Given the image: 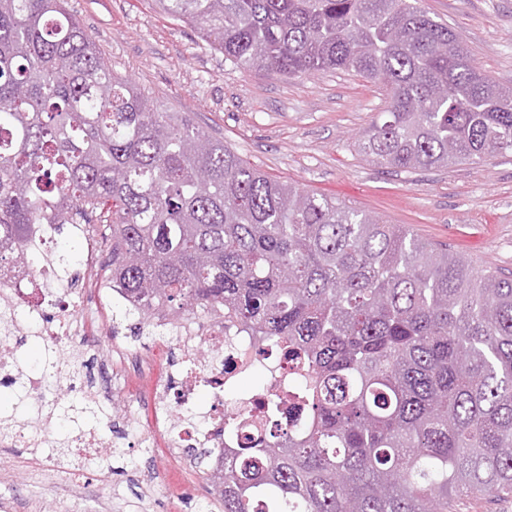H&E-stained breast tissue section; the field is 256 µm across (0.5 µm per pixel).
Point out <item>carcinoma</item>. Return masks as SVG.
Masks as SVG:
<instances>
[{"instance_id": "obj_1", "label": "carcinoma", "mask_w": 512, "mask_h": 512, "mask_svg": "<svg viewBox=\"0 0 512 512\" xmlns=\"http://www.w3.org/2000/svg\"><path fill=\"white\" fill-rule=\"evenodd\" d=\"M232 64L355 72L388 102L383 172L512 154V89L409 0H155ZM106 224L114 287L176 319L222 308L296 364L307 410L226 448L222 512H448L512 494V278L270 178L112 73L66 0H0V266L32 225ZM25 406L3 405L0 433Z\"/></svg>"}]
</instances>
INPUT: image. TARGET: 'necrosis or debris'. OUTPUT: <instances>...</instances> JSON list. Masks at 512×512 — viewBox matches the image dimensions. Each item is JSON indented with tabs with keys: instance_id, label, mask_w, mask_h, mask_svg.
Segmentation results:
<instances>
[{
	"instance_id": "necrosis-or-debris-1",
	"label": "necrosis or debris",
	"mask_w": 512,
	"mask_h": 512,
	"mask_svg": "<svg viewBox=\"0 0 512 512\" xmlns=\"http://www.w3.org/2000/svg\"><path fill=\"white\" fill-rule=\"evenodd\" d=\"M110 306L131 308V300L110 282L92 289H76L70 275L58 264L35 270L9 269L0 273V395H23L28 403L17 417L14 436L0 437L1 448H31L43 460L33 474L42 480H67L74 471L65 467L55 452L54 427L44 415L46 399L66 406L70 380H62L46 392L42 377L21 371L10 338L15 329L36 326L49 352H82L95 331L98 298ZM155 342L150 352L131 354L116 345L99 370V384L91 390L99 417L79 427L69 440L73 453L86 462L98 459L112 445L107 404L116 395L135 399L144 413L140 435L147 443L163 438L168 455L181 460L191 448L222 449L224 416L231 413L254 422L264 421L269 401H279L284 422L304 421L305 413L288 399L294 370L287 358L265 346L261 336L239 323L225 319L223 311L208 312L202 320H183L169 327L159 314L144 321ZM266 368L261 390L224 399L226 388L256 365ZM209 387L211 402L198 406L200 387Z\"/></svg>"
}]
</instances>
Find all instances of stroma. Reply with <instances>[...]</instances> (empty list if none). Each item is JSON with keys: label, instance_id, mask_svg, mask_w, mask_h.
<instances>
[{"label": "stroma", "instance_id": "obj_1", "mask_svg": "<svg viewBox=\"0 0 512 512\" xmlns=\"http://www.w3.org/2000/svg\"><path fill=\"white\" fill-rule=\"evenodd\" d=\"M115 75L131 79L159 111L182 112L275 180L400 224L448 246L474 270L512 276V155L418 173L386 174L367 162L360 136L384 108L382 84L354 72L269 75L229 62L154 0H68ZM446 23L476 66L512 88V0H417ZM139 411L122 399L112 440L122 452L89 493L34 482L26 448L0 447V500L13 512H219L206 493L183 488L179 463L141 444Z\"/></svg>", "mask_w": 512, "mask_h": 512}]
</instances>
